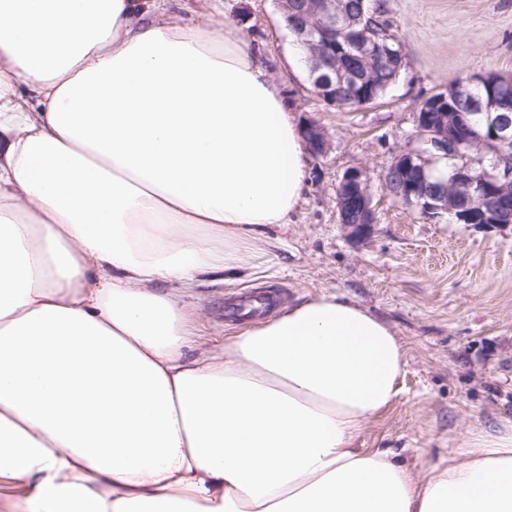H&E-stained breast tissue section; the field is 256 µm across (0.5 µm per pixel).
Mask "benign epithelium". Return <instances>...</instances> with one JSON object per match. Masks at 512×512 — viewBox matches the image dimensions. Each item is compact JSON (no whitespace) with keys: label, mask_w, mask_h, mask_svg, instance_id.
Here are the masks:
<instances>
[{"label":"benign epithelium","mask_w":512,"mask_h":512,"mask_svg":"<svg viewBox=\"0 0 512 512\" xmlns=\"http://www.w3.org/2000/svg\"><path fill=\"white\" fill-rule=\"evenodd\" d=\"M292 0H277V8L285 18L290 29L305 28L304 17L317 11L325 15L321 28H310V33L319 35L322 43V55L316 57L313 64L312 86L319 97L328 98L330 105L336 106V84L323 68L336 64V29L351 35L356 43L359 55L370 58L384 48L377 40L368 37V31L361 33L353 30L354 23L336 16V0H305V12L290 8ZM448 101L447 95L434 94L422 101L415 112L416 134L419 141L428 145L424 151L408 148L396 152L383 174V186L390 196L417 208L420 214L430 220H436L448 213V185L464 191L465 198L454 209L455 219L460 224L505 225L512 223V206L503 201L484 210L483 195L500 184H512V168L495 166L486 173L481 181H476L468 167H454L449 180L438 184L430 181L429 171L433 163L440 159L468 157L472 163L485 166L484 148L491 146L497 153L512 149V114L497 112L488 114L483 129L458 135L448 133V119L452 113L438 114L439 123L429 120L428 109ZM307 148L316 155H322L328 147L327 137L315 122L311 121L304 131ZM336 206L339 223L353 238L369 237L376 223L375 209L372 205L370 177L366 167L354 166L348 169L336 187Z\"/></svg>","instance_id":"benign-epithelium-1"}]
</instances>
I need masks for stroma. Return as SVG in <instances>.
<instances>
[{
	"label": "stroma",
	"mask_w": 512,
	"mask_h": 512,
	"mask_svg": "<svg viewBox=\"0 0 512 512\" xmlns=\"http://www.w3.org/2000/svg\"><path fill=\"white\" fill-rule=\"evenodd\" d=\"M406 65L383 98L339 109L315 95L275 0H182L186 23L230 22L299 121L327 133L325 155L310 156V182L294 223L272 230L257 266L222 271L190 301L191 343L223 345L245 328L224 316L237 294L268 292L264 319L320 295L357 302L384 320L406 349L394 402L364 429L358 447L389 449L417 472L464 453L465 431L512 424V225L430 222L385 190L394 151L414 142L419 103L472 74L512 75V0H385ZM370 170L377 222L370 238L346 234L336 186L346 170Z\"/></svg>",
	"instance_id": "35a3bbf8"
}]
</instances>
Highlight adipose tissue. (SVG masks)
<instances>
[{"label": "adipose tissue", "mask_w": 512, "mask_h": 512, "mask_svg": "<svg viewBox=\"0 0 512 512\" xmlns=\"http://www.w3.org/2000/svg\"><path fill=\"white\" fill-rule=\"evenodd\" d=\"M177 8L0 0V480L26 512H512V430L421 474L356 447L406 365L356 303L190 349L193 288L309 170L243 34Z\"/></svg>", "instance_id": "ef3b65f1"}]
</instances>
